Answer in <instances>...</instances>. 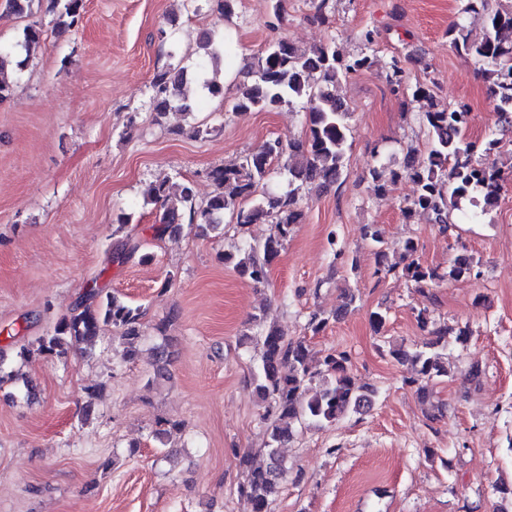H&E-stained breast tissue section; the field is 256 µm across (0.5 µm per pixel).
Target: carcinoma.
<instances>
[{
	"instance_id": "carcinoma-1",
	"label": "carcinoma",
	"mask_w": 512,
	"mask_h": 512,
	"mask_svg": "<svg viewBox=\"0 0 512 512\" xmlns=\"http://www.w3.org/2000/svg\"><path fill=\"white\" fill-rule=\"evenodd\" d=\"M56 10L55 25L68 28L80 17L83 0H49ZM486 12L487 26L482 34H474L462 22L448 26V42L456 51L471 56L480 65V74L496 101L501 120L512 126V3L499 4L489 10V0H462L460 13ZM44 31L32 24L23 29L20 47L30 55L41 47ZM224 43H216L208 31L202 33L198 50L206 57L218 56ZM13 48L0 45V100L7 97L11 84L5 72L14 63ZM374 65L373 57L363 54L345 56L333 42L300 48L279 39L268 44L258 59L253 79L242 85L234 98L235 111H270L282 105L306 101L308 132L298 141L284 142L271 138L259 149L245 156L233 169H215L212 195L197 203L194 186L189 181L178 185L164 178L149 185L147 200L160 207L156 232H176L184 224L217 230L224 214L235 215L236 224H274V233L263 242L248 244L243 257L224 254V262L234 264L238 273L255 283L267 280L268 271L279 255L292 226L301 218L295 208L300 192L311 187L322 188L337 182L347 167L349 148L348 110L333 91L340 80ZM186 70L169 65L158 70L152 80L155 95L153 111L163 115L173 109L192 112L196 103L186 94L183 76ZM413 96L424 98L427 108L422 123L427 130L429 150L421 155L410 149L404 170L417 185V193L402 207L405 216L429 214L434 223L448 224V210L466 204L486 211L498 202L501 168L484 161L491 154L494 141L469 139L465 131L470 112L463 106L440 109L419 87ZM300 160L284 166L288 173V191L274 193L264 189L275 163L285 154ZM365 236L375 247L376 273L388 275L396 270L387 264L390 246L378 229L366 225ZM416 244L406 240L400 247L404 264L401 274L417 285L439 284L478 275L476 262L467 256L454 258L442 271L423 266L413 259ZM141 311L115 293L90 288L85 299L56 323L53 333L39 338L38 351L47 356L65 357L83 345L93 344L105 327L120 333L122 357L134 358L142 338ZM253 327L263 338V352L253 373V383L262 402L266 403L263 420L267 421L268 441L265 453L269 465L255 467L250 455L240 458L244 479L237 493L250 512H271V505L282 491L279 448L289 441L293 429L304 423L331 425L342 416L356 413L371 404L374 390L357 385L349 371L347 352L330 349L321 367L309 365V344L304 338L287 340L274 327L253 318ZM448 345V331L429 342L407 349L399 346L391 355L408 366L410 383L422 382L419 391L429 397L428 386L448 375V364L442 352Z\"/></svg>"
}]
</instances>
